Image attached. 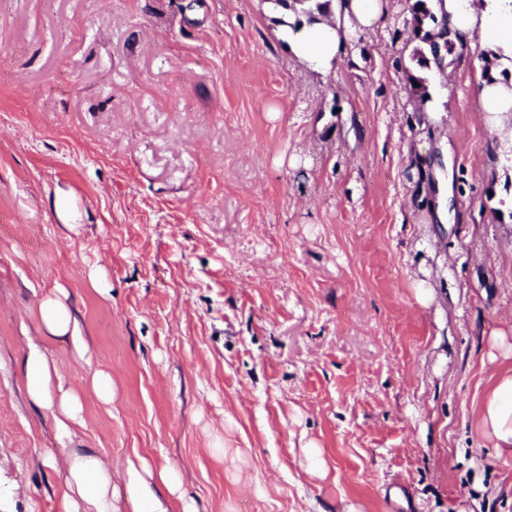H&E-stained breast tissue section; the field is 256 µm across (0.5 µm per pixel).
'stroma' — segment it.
Returning a JSON list of instances; mask_svg holds the SVG:
<instances>
[{
    "label": "stroma",
    "instance_id": "stroma-1",
    "mask_svg": "<svg viewBox=\"0 0 512 512\" xmlns=\"http://www.w3.org/2000/svg\"><path fill=\"white\" fill-rule=\"evenodd\" d=\"M413 2L369 28L331 7L316 68L270 0H0V512H85L80 448L112 512L141 510L132 466L174 473L168 512H392L400 485L412 512H512L478 430L512 373V123L482 109L481 37L417 64ZM308 31H299L293 37L294 45L315 67L329 66L337 55L340 37L338 32L319 21ZM40 315L48 330L55 336H66L69 332L74 346L78 350H86V344L78 334L77 326L72 323L71 314L57 300L45 299L39 306ZM26 371L32 400L38 404L51 402L52 377L56 369L50 366L39 350L30 349L26 359ZM59 408L63 418L58 419V424L62 429H68V422L80 423V405L75 395L70 393L62 394ZM66 471L64 504L77 495L85 503V512H112V469L100 457L75 452L66 461Z\"/></svg>",
    "mask_w": 512,
    "mask_h": 512
}]
</instances>
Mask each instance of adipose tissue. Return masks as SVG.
Listing matches in <instances>:
<instances>
[{
  "label": "adipose tissue",
  "mask_w": 512,
  "mask_h": 512,
  "mask_svg": "<svg viewBox=\"0 0 512 512\" xmlns=\"http://www.w3.org/2000/svg\"><path fill=\"white\" fill-rule=\"evenodd\" d=\"M444 24L455 45L470 41L481 31L485 42L502 49L512 48V0H493L491 7L477 10L471 0H444ZM294 45L315 67L329 66L340 42L338 32L321 22L298 32ZM479 427L494 448L512 456V373L502 375L483 401ZM63 502L80 497L86 512H112L111 468L97 455L73 454L66 462Z\"/></svg>",
  "instance_id": "1"
}]
</instances>
